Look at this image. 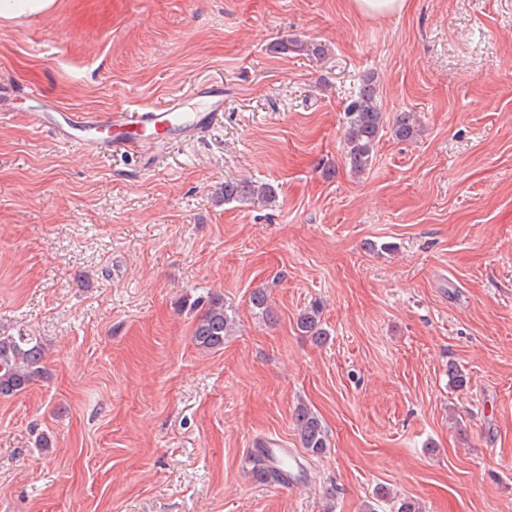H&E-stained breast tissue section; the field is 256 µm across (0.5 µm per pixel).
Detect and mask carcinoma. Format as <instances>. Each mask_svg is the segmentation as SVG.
I'll use <instances>...</instances> for the list:
<instances>
[{
  "label": "carcinoma",
  "instance_id": "cac0c4a2",
  "mask_svg": "<svg viewBox=\"0 0 512 512\" xmlns=\"http://www.w3.org/2000/svg\"><path fill=\"white\" fill-rule=\"evenodd\" d=\"M383 131L382 112L373 79H368L350 99L345 110V134L342 155L345 165L354 175L368 170L374 160L375 147ZM393 133L400 140L413 139L420 133V120L411 112L401 113L394 125ZM278 188L268 182L249 179L224 181L222 198L224 203H247L260 199L273 203ZM297 329L316 342L323 341L327 332L322 326L321 307L314 303L303 310L296 319ZM236 328L234 314L224 306V298L214 296L196 317L192 340L203 350L224 347V340L233 335ZM47 353L37 336L23 332L0 336V397H14L36 382L45 378ZM302 448L314 457L328 448L327 435L319 416L307 405L298 404L292 414ZM252 476L260 482L282 481L283 473L268 468L261 456H254Z\"/></svg>",
  "mask_w": 512,
  "mask_h": 512
}]
</instances>
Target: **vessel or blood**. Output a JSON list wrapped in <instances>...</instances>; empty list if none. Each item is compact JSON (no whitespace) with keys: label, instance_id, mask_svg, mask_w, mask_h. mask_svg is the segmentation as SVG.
Masks as SVG:
<instances>
[{"label":"vessel or blood","instance_id":"1","mask_svg":"<svg viewBox=\"0 0 512 512\" xmlns=\"http://www.w3.org/2000/svg\"><path fill=\"white\" fill-rule=\"evenodd\" d=\"M223 96L212 99L207 111H185L182 101L175 100L164 107L146 106L131 112L113 115L112 123L122 129L120 138L105 134L95 118L76 112H37L33 120L37 125L54 129L65 141L82 149L106 152L122 146H143L152 134L164 133L169 139H181L192 135L203 126L215 123L222 117ZM258 453L276 468L287 467L289 474H296L297 459L293 449L273 440L257 445Z\"/></svg>","mask_w":512,"mask_h":512}]
</instances>
